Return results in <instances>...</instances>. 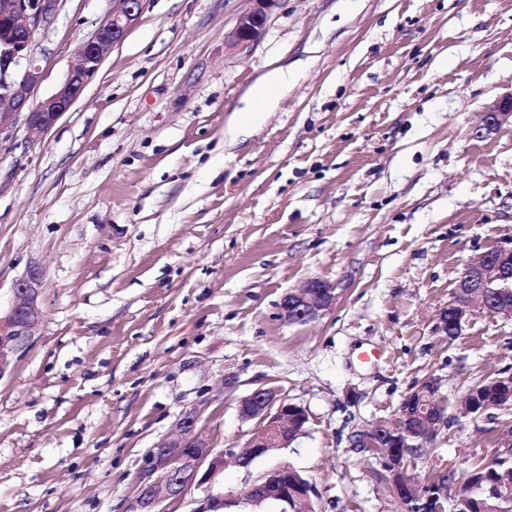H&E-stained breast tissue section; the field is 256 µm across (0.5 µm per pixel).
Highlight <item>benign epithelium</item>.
<instances>
[{
  "label": "benign epithelium",
  "instance_id": "7a95c632",
  "mask_svg": "<svg viewBox=\"0 0 512 512\" xmlns=\"http://www.w3.org/2000/svg\"><path fill=\"white\" fill-rule=\"evenodd\" d=\"M59 0H0V22L10 28L9 36L0 40V141L11 138L17 116L25 114L27 135L40 140L50 131L83 92L97 72L101 61L120 43L137 20L142 0H113L112 14L88 41L82 44L78 62L64 82L48 98L36 102L33 91L41 81V66L34 49V35L47 25ZM257 7L242 15L228 41L233 45L252 42L263 29L267 10L275 0H255ZM512 123V93L500 98L483 114L476 129L479 137L497 132L502 125ZM42 274L30 270L14 288V303L0 314V379L11 375L17 354L27 344L40 318L39 297ZM485 310L512 319V245L484 253L478 260L464 265L456 286L448 299V307L440 312L437 330L448 335V326L460 335L474 303ZM336 304L333 284L312 279L288 292L281 300V318L291 324L309 323L320 319ZM239 416L253 423L247 432L245 447L251 454L244 456L230 445L214 448L209 434L198 426L197 411H182L176 423L177 435L154 449L140 477V490L128 512H165L163 503L197 495V507L192 512H233L261 501L273 503L278 512H288V489L282 478L288 465L280 464L262 474L264 481L251 479L236 491H224L226 460L231 458L242 469L250 461L266 454L270 448H286L305 433L302 424L307 411L288 401L271 387H258L239 403ZM397 426L381 423L384 430L359 438L369 439L375 448L381 447L378 436L400 442L405 448H421L448 426V416L436 414L424 435L414 431L415 415L406 411Z\"/></svg>",
  "mask_w": 512,
  "mask_h": 512
}]
</instances>
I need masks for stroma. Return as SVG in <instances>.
Instances as JSON below:
<instances>
[{
  "mask_svg": "<svg viewBox=\"0 0 512 512\" xmlns=\"http://www.w3.org/2000/svg\"><path fill=\"white\" fill-rule=\"evenodd\" d=\"M143 0L126 37L39 141L0 142V311L31 267L43 315L0 380V512H127L149 453L198 409L215 448L244 445L240 399L272 387L307 432L224 466L240 487L285 463L316 512H401L355 435L397 424L439 380L450 421L428 482L490 460L512 411L455 421L471 386L512 373V320L474 308L437 330L464 264L512 241V125L475 137L512 92V0ZM112 0H61L34 36L54 93ZM282 68L278 106L226 146L250 88ZM321 278L322 318L282 297ZM234 384L225 387V376ZM258 6L250 12L242 15L236 24L231 35L228 36V41L232 45H245L252 42L263 29L266 18L267 10L277 0H254ZM335 304V286L325 280L312 279L282 298L281 318L290 324L313 322L324 316Z\"/></svg>",
  "mask_w": 512,
  "mask_h": 512,
  "instance_id": "obj_1",
  "label": "stroma"
}]
</instances>
